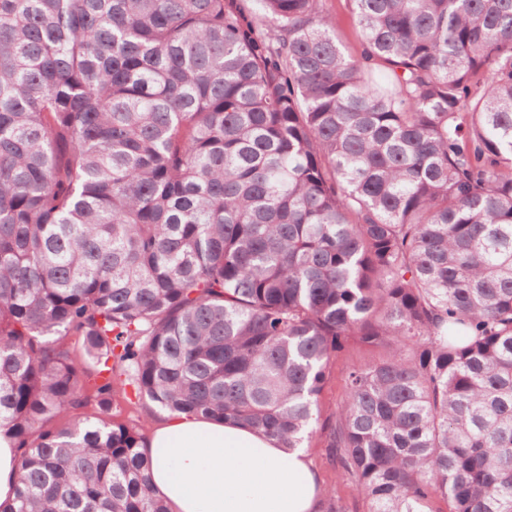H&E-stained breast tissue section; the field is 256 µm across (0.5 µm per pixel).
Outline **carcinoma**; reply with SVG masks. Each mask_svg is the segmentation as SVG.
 Instances as JSON below:
<instances>
[{
	"label": "carcinoma",
	"instance_id": "1",
	"mask_svg": "<svg viewBox=\"0 0 512 512\" xmlns=\"http://www.w3.org/2000/svg\"><path fill=\"white\" fill-rule=\"evenodd\" d=\"M350 2L358 59L322 0H0V512H168L122 375L319 430L368 512H512V0ZM385 353L382 347H368L351 344L339 353L328 367V380L321 394L324 415L331 414L345 399L344 379L353 365H369L378 361ZM18 449L8 437L0 435V503L13 499Z\"/></svg>",
	"mask_w": 512,
	"mask_h": 512
}]
</instances>
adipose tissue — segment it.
Masks as SVG:
<instances>
[{
    "instance_id": "1",
    "label": "adipose tissue",
    "mask_w": 512,
    "mask_h": 512,
    "mask_svg": "<svg viewBox=\"0 0 512 512\" xmlns=\"http://www.w3.org/2000/svg\"><path fill=\"white\" fill-rule=\"evenodd\" d=\"M169 512H315L320 481L308 453L229 423L173 416L143 448Z\"/></svg>"
}]
</instances>
